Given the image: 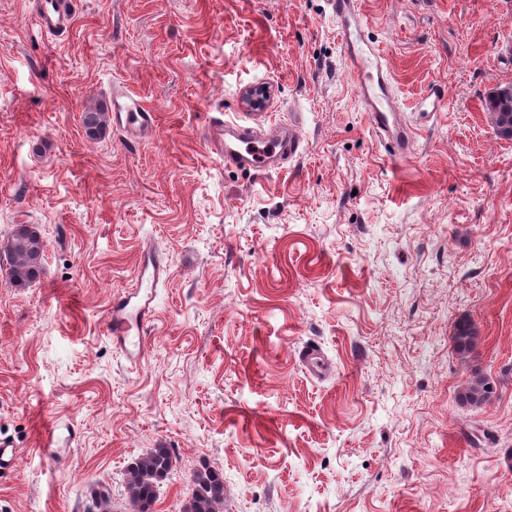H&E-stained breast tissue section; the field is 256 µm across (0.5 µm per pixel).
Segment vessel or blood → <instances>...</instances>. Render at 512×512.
I'll return each instance as SVG.
<instances>
[{"label":"vessel or blood","instance_id":"obj_1","mask_svg":"<svg viewBox=\"0 0 512 512\" xmlns=\"http://www.w3.org/2000/svg\"><path fill=\"white\" fill-rule=\"evenodd\" d=\"M339 28L347 67L356 80L361 101L376 133L392 147V157L405 159L411 149L413 129L395 103L390 75L382 55L365 35L361 0H330ZM75 18V0H39L33 21L40 32L60 38L70 33ZM112 108L128 131L149 130L154 114L137 99L114 96ZM210 137L224 155V164L265 172L281 166L284 155H295L301 144L296 127L262 130L234 119H216ZM169 274L167 257L148 252L134 274V286L114 300L106 317V330L113 343L131 363H139L151 344V325L157 289Z\"/></svg>","mask_w":512,"mask_h":512}]
</instances>
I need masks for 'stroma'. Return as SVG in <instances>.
Returning a JSON list of instances; mask_svg holds the SVG:
<instances>
[{
	"label": "stroma",
	"instance_id": "35a3bbf8",
	"mask_svg": "<svg viewBox=\"0 0 512 512\" xmlns=\"http://www.w3.org/2000/svg\"><path fill=\"white\" fill-rule=\"evenodd\" d=\"M35 2L0 0V242L34 224L46 243L29 287L0 268V436L18 452L0 512H85L98 484L128 512L125 468L161 443L176 464L153 512H184L202 468L224 475L223 512H512V139L487 110L512 81V0H362L417 132L398 163L328 0H77L62 40ZM122 86L152 132L89 140L83 113ZM219 111L299 121L298 154L225 167ZM149 244L170 271L135 365L105 319ZM476 370L499 395L460 406ZM475 339L476 332L472 324L466 319L458 321L452 336L455 352L462 358L468 357L474 351Z\"/></svg>",
	"mask_w": 512,
	"mask_h": 512
}]
</instances>
